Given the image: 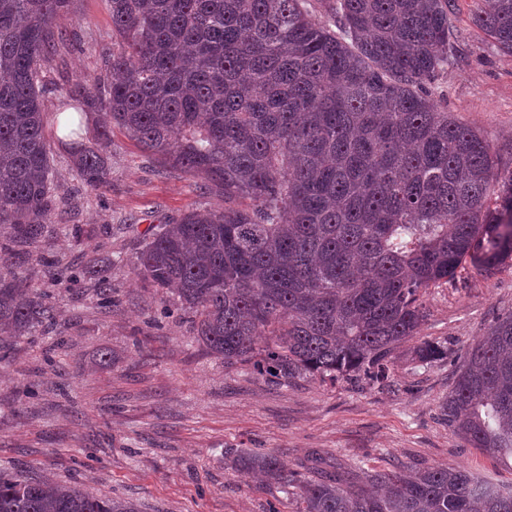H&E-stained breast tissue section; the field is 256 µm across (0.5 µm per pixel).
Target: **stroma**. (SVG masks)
Instances as JSON below:
<instances>
[{
	"mask_svg": "<svg viewBox=\"0 0 512 512\" xmlns=\"http://www.w3.org/2000/svg\"><path fill=\"white\" fill-rule=\"evenodd\" d=\"M483 0H455L450 15L460 53L431 81L435 104L512 154V55L473 22ZM66 37L42 64L45 110L67 112L63 86L103 74L115 46L107 0H75ZM65 213L45 240L13 253L7 273L51 295L63 334L36 333L0 363V471L50 477L140 512H296L265 477L235 471L225 451L259 448L301 471L355 474L395 467L461 466L503 485L512 467L445 424L440 402L465 353L512 310V262L489 278L473 269L426 290L427 317L415 340L447 344L425 364L398 352L392 388L307 375L279 383L251 365H225L205 352L187 316L161 317L164 295L132 267L149 228L195 205L215 203L192 178L161 171L123 131L112 132V187L77 189L62 148L54 150ZM80 236H73V227ZM112 254L115 304L100 307L92 280L51 281L44 257L82 267ZM108 361H101V353Z\"/></svg>",
	"mask_w": 512,
	"mask_h": 512,
	"instance_id": "1",
	"label": "stroma"
}]
</instances>
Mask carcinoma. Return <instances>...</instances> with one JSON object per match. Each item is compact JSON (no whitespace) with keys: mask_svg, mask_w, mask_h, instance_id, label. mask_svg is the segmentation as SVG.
<instances>
[{"mask_svg":"<svg viewBox=\"0 0 512 512\" xmlns=\"http://www.w3.org/2000/svg\"><path fill=\"white\" fill-rule=\"evenodd\" d=\"M73 2L0 0V237L18 246L44 236L64 199L41 62ZM453 6L332 0L318 22L310 0H110L118 48L104 75L65 87L101 119L68 155L82 186L107 187L117 127L224 201L157 225L134 263L175 295L161 315L193 314L208 354L283 382L385 387L426 317V289L512 260V165L427 88L456 52ZM475 23L512 53V0H487ZM44 264L54 281L77 277ZM111 264L87 266L108 309ZM46 299L0 276V361L2 337L60 331ZM414 355L436 362L447 347L424 341ZM439 410L471 447L512 459V311L466 352ZM232 464L291 489L296 512H512V485L460 467L299 478L255 450ZM0 512L140 510L0 474Z\"/></svg>","mask_w":512,"mask_h":512,"instance_id":"1","label":"carcinoma"}]
</instances>
